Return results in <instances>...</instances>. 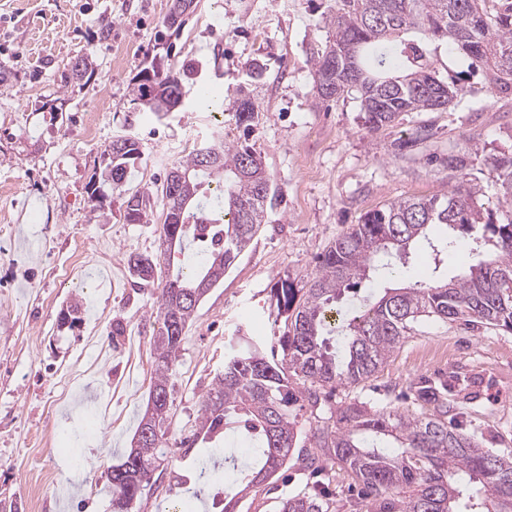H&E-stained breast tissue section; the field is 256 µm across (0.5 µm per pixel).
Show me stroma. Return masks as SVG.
<instances>
[{"instance_id":"1","label":"stroma","mask_w":512,"mask_h":512,"mask_svg":"<svg viewBox=\"0 0 512 512\" xmlns=\"http://www.w3.org/2000/svg\"><path fill=\"white\" fill-rule=\"evenodd\" d=\"M173 0H0V504L12 512H111L107 470L130 446L151 386L156 287L139 288L130 253H154L165 219L123 218L124 192L157 189L186 142L209 138L208 88L232 102L247 87L261 116L250 143L275 190L273 206L223 282L200 304L169 379L166 461L132 512L185 506L219 512L223 481L200 485L201 448L184 452L203 396L237 334L277 344L270 291L284 276L304 284L317 256L367 211L432 196L453 184L448 158L476 147L470 174L479 205L505 220L490 160L512 150V95L490 94L461 52L439 46L440 78L467 93L444 112H410L367 134L356 96L316 103L309 58L324 46L334 0H193L182 26ZM92 67L70 78L79 58ZM266 67L250 74L252 61ZM190 70L182 106L164 117L134 103L146 68ZM429 138L401 153L419 128ZM131 135L142 155L124 190L104 176L112 139ZM81 304L74 325L63 310ZM122 321L124 333L113 336ZM460 373L474 400L449 416L480 445L512 455V333L426 320L373 377L339 387L333 403L412 409L421 379ZM346 473L304 471L296 458L240 499L236 512H279L289 496L321 490L336 512H359Z\"/></svg>"}]
</instances>
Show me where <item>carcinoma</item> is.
<instances>
[{"mask_svg":"<svg viewBox=\"0 0 512 512\" xmlns=\"http://www.w3.org/2000/svg\"><path fill=\"white\" fill-rule=\"evenodd\" d=\"M328 40L310 57L321 103L355 93L369 132L391 126L407 112H444L464 86L437 75L429 43L444 41L480 69L488 88L512 92V0H335L327 17ZM134 101L158 117L182 101V77L144 69ZM227 111L246 130L259 107L241 88ZM113 187H124L127 169L140 157L139 142L118 136L106 148ZM498 201L512 209V152L489 163ZM457 183L430 197H406L366 212L317 257L315 275L299 286L281 277L271 304L283 318L281 355L267 354L243 339L224 352V373L203 397L198 429L181 446L190 450L231 430L251 458L245 468L224 459L239 493L258 487L293 453L303 468L323 473L344 469L365 493V512H512V455L493 453L448 421V410L467 400L469 379L453 374L425 379L412 388L424 413L405 415L344 402L313 431L315 451H295L297 412L320 405V393L351 387L374 376L424 319L490 326L512 333V214L496 224L476 206L480 191L468 173L467 156H448ZM171 170L182 174L176 193L162 187L165 220L160 253H131L128 270L136 285L154 284L162 266L180 257L157 300L159 327L153 338L149 403L136 430L151 439L127 451L112 466L113 512H129L150 485L169 419V378L181 336L205 295L267 220L272 185L259 156L246 144L209 142ZM125 211L146 217L154 196L128 195ZM486 223L492 247L467 274L431 277L399 288L371 291L347 311L336 307L356 280L379 278L395 260L423 248L433 262L454 248L446 230ZM131 467H126L128 461ZM217 460H199L204 484L219 472ZM397 493L394 500L390 495ZM281 512H334L323 492L299 493Z\"/></svg>","mask_w":512,"mask_h":512,"instance_id":"1","label":"carcinoma"}]
</instances>
